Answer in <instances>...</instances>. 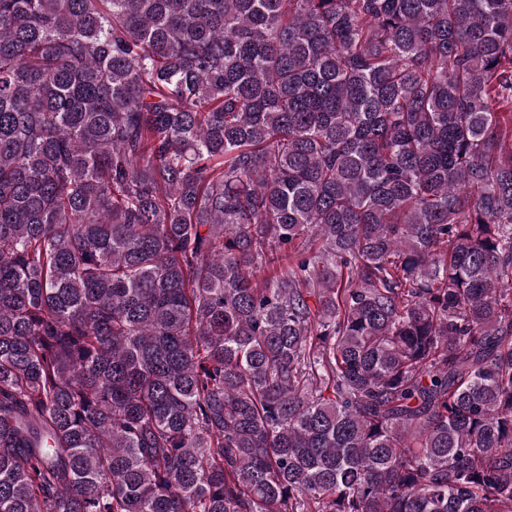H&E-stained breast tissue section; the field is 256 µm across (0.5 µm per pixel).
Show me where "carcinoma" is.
Segmentation results:
<instances>
[{
	"mask_svg": "<svg viewBox=\"0 0 512 512\" xmlns=\"http://www.w3.org/2000/svg\"><path fill=\"white\" fill-rule=\"evenodd\" d=\"M509 283L512 0H0V512H512Z\"/></svg>",
	"mask_w": 512,
	"mask_h": 512,
	"instance_id": "carcinoma-1",
	"label": "carcinoma"
}]
</instances>
